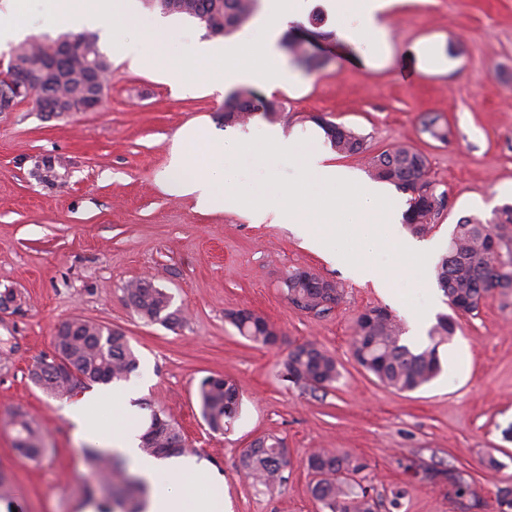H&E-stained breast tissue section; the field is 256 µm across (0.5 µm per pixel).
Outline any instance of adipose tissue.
<instances>
[{
	"label": "adipose tissue",
	"instance_id": "adipose-tissue-1",
	"mask_svg": "<svg viewBox=\"0 0 512 512\" xmlns=\"http://www.w3.org/2000/svg\"><path fill=\"white\" fill-rule=\"evenodd\" d=\"M393 0H334L337 13L355 17L357 24L348 28L346 37L355 40L369 34L385 39L384 14ZM48 13L58 29L94 27L109 16L118 14L134 21L131 0H44ZM169 77L183 91L194 92L199 84L222 89L260 78L257 69L236 64L223 44L216 41H195L185 51L183 70L170 72ZM123 391L107 386L101 398L91 399L77 406L67 407L76 425V434L89 442L101 443L128 457L139 474L151 484L145 512H224L223 499L211 495H186L176 486L184 477L197 471L193 459L164 461L141 454L136 432L128 427L124 418H114L110 426H103L95 409L100 400H122Z\"/></svg>",
	"mask_w": 512,
	"mask_h": 512
}]
</instances>
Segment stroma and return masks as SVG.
Wrapping results in <instances>:
<instances>
[{"label": "stroma", "instance_id": "35a3bbf8", "mask_svg": "<svg viewBox=\"0 0 512 512\" xmlns=\"http://www.w3.org/2000/svg\"><path fill=\"white\" fill-rule=\"evenodd\" d=\"M272 4L258 0L250 21L224 44L234 62L260 70L256 91L287 74L272 94L283 105L276 119L258 113L228 126L225 93L178 94L165 73L183 67L184 45L206 31L197 20L169 15L171 40L153 51L147 43L159 13L145 6L136 22L109 21L118 44L103 48L112 78L96 110L48 116L24 102L0 113V293L16 297L0 313V473L14 487L17 512H78L97 485L64 413L68 399L29 379L32 365L51 355L55 327L74 316L129 337L143 381L136 419L161 410L178 422L186 454L199 467L185 489L222 487L224 512H319L307 467L316 448L366 462L362 484L386 501L402 491L398 512H462L447 481L431 476L450 465L474 478L482 512H495L497 489L512 486V441L502 435L512 424V293L459 315L455 336L439 349L438 378L399 393L355 361V322L373 307L402 317L435 302L449 313L440 288H417L406 265L396 292L383 291L353 278L339 254L307 247L287 225L255 224L233 210L196 211L162 180L176 136L193 121L228 138L277 128L365 181L369 156L408 144L425 154L427 178L447 199L428 234L447 245L459 218H487L512 203V0H395L382 41L344 39L352 16L331 11L328 0H308L305 14L284 30L306 33L309 50L323 59L312 71L286 52L278 65L261 61L257 47ZM132 41L145 48L137 68L119 52ZM318 115L364 135L365 152H331ZM429 116L447 124V141L423 132ZM45 155L58 162L50 184L30 175ZM236 160L226 152L235 189L256 193L268 175L297 173L294 164L252 155L238 172ZM296 269L341 285L330 312L315 315L289 300L284 281ZM144 277L171 295L183 314L180 327L144 324L128 305L126 285ZM243 308L275 325L277 345L260 347L239 335L229 316ZM307 341L335 357L340 375L332 386L311 390L284 380L289 350ZM209 375L232 379L240 393L238 415L217 432L197 400L198 383ZM18 411L42 433L47 454L40 463L14 447L10 419ZM266 434L283 439L288 457L287 480L272 491L238 468L243 449ZM489 455L497 468L484 466Z\"/></svg>", "mask_w": 512, "mask_h": 512}]
</instances>
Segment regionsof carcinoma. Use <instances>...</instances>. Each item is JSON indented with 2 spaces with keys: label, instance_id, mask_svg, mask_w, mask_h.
Returning a JSON list of instances; mask_svg holds the SVG:
<instances>
[{
  "label": "carcinoma",
  "instance_id": "obj_1",
  "mask_svg": "<svg viewBox=\"0 0 512 512\" xmlns=\"http://www.w3.org/2000/svg\"><path fill=\"white\" fill-rule=\"evenodd\" d=\"M162 13L182 14L198 20L206 32L229 35L246 24L254 14L257 0H146ZM11 67L0 71V94L13 86H28L32 100L52 107L60 116L79 112L101 104L112 75V62L100 50L94 34L52 40L48 37L27 38L11 47ZM281 106L251 89L232 92L224 104V124H240L255 112L275 115ZM314 123L323 131L325 141L338 155L349 157L364 151V137L353 128L318 117ZM371 175L409 192L415 180L427 174L428 161L419 150L408 145L385 149L368 160ZM445 195H434L428 201L410 196L404 224L415 236H422L434 227L444 210ZM502 242L511 259L496 265L491 261L487 243L492 238ZM320 279L297 269L285 281L288 297L297 307L317 315L331 310L340 299L341 289L335 282L321 291L311 281ZM439 288L448 298L451 315L438 318L428 331V344L411 345L405 341L406 327L401 318L382 308L372 316L365 312L358 317L352 339L356 362L382 385L397 392H412L433 381L441 370L439 347L454 336L456 316L470 314L493 294L499 286L512 292V204L493 210L491 217L466 216L454 225L436 273ZM126 299L133 311L146 324L159 323L172 327L179 323L177 311L171 310L172 297L149 281H137L125 288ZM239 334L247 340L269 346L273 336L268 320L251 314L232 321ZM68 362L79 378L73 384L53 378L49 372L56 359ZM138 368L137 358L128 337L119 329L74 317L60 323L53 336V353L38 361L30 373L32 383L46 394L71 397L77 388L88 383L125 380ZM285 380L312 390L324 389L336 382L339 370L336 359L313 342L292 348L283 363ZM197 398L201 416L214 431L224 429L239 407V388L221 376H207L198 386ZM15 448L20 455L38 462L46 452L42 436L33 423L19 414L13 420ZM140 450L147 456L167 457L185 451V439L177 424L165 413L152 411L147 429L141 437ZM283 439L267 434L257 438V445L243 450L240 471L269 489L287 480L284 475L288 461L284 457ZM83 454L98 473V486L110 492L101 496L97 512H142L148 485L130 472L127 463L98 448L85 447ZM314 475L311 492L321 512H380L382 503L356 479L365 468L348 453L318 449L307 460ZM450 494L466 507L482 505L473 481L461 472L448 471Z\"/></svg>",
  "mask_w": 512,
  "mask_h": 512
}]
</instances>
